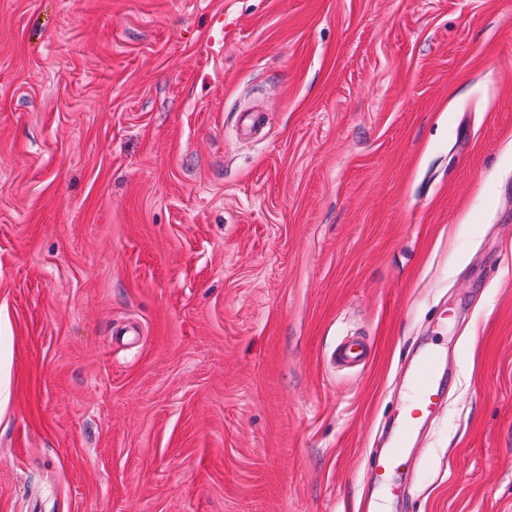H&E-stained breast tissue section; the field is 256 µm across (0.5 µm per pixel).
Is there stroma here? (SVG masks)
Returning <instances> with one entry per match:
<instances>
[{
    "mask_svg": "<svg viewBox=\"0 0 512 512\" xmlns=\"http://www.w3.org/2000/svg\"><path fill=\"white\" fill-rule=\"evenodd\" d=\"M0 512H512V0H0ZM437 362L438 358L434 353H426L416 369L412 385L418 398L416 407L404 413V423L407 427L415 426L437 406L439 399V391L435 384ZM404 454V448L401 441H397L392 448L388 450L385 456L379 458L374 466L378 481L384 486H389L391 477L400 465Z\"/></svg>",
    "mask_w": 512,
    "mask_h": 512,
    "instance_id": "stroma-1",
    "label": "stroma"
}]
</instances>
